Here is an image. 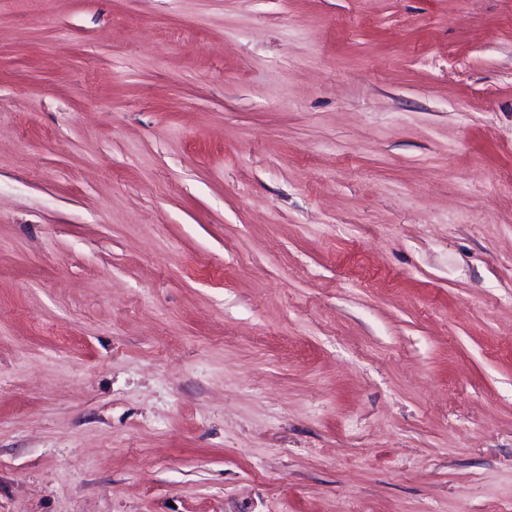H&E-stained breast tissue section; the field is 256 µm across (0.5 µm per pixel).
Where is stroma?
Segmentation results:
<instances>
[{"label":"stroma","instance_id":"stroma-1","mask_svg":"<svg viewBox=\"0 0 512 512\" xmlns=\"http://www.w3.org/2000/svg\"><path fill=\"white\" fill-rule=\"evenodd\" d=\"M0 512H512V0H0Z\"/></svg>","mask_w":512,"mask_h":512}]
</instances>
